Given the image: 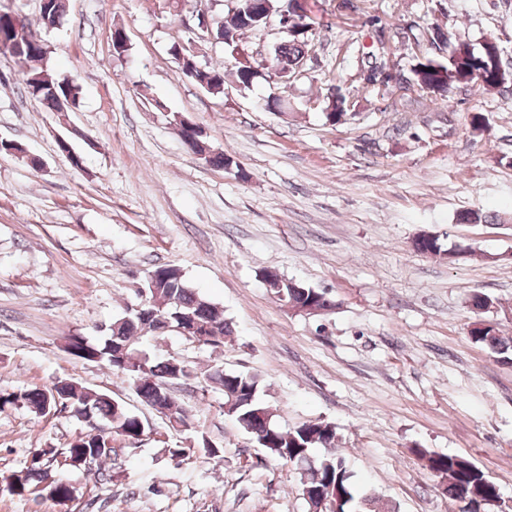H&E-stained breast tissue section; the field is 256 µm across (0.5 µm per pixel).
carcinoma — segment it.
I'll list each match as a JSON object with an SVG mask.
<instances>
[{"label": "carcinoma", "instance_id": "1", "mask_svg": "<svg viewBox=\"0 0 512 512\" xmlns=\"http://www.w3.org/2000/svg\"><path fill=\"white\" fill-rule=\"evenodd\" d=\"M283 10L290 15L300 10L302 14L297 15L304 20L299 29L274 49L277 69H293L309 47L306 33L310 16L305 14L306 5L297 0H252L248 10L219 18L214 26L222 28L224 46L234 50L242 32L266 26L269 18L280 15ZM25 27L24 23L16 24L12 14L0 13V53L12 50L28 63L30 71L23 77L28 95L48 111L56 109L61 98H69L74 106H79L80 86L69 79L58 78L44 67L47 50L42 44L26 40ZM428 39L434 48L446 54L415 60L409 73L418 91L443 101L448 90L472 81L480 82L488 93L503 94L512 90V78L502 71L503 61L492 46L483 43L477 49L462 42L450 48L447 37L438 28L430 29ZM188 58L184 68L194 70L193 82L199 88L204 90L224 84L223 71L208 66L195 70L193 62L197 57L190 54ZM235 77L240 86L248 88L260 77V72L240 63L236 66ZM328 108V121L344 120L348 111L346 97L336 93ZM414 248L423 254L443 252L436 236L415 240ZM266 277L267 288L283 306L315 304L325 311L334 307L324 291L307 288L275 272L267 273ZM144 289L141 315L125 311L113 317L112 323L93 341L81 335L68 337L70 354L82 361L103 364L130 380L145 406L159 414L164 409L172 412L183 427L188 419L187 410L166 387L177 380L176 374L186 371L193 374L204 391L210 387L221 390L224 414L262 444L271 457L286 461L298 470L300 492L311 489L306 500L309 512H395L394 507L382 499L357 493L344 459L336 453V431L331 423L312 420L293 429H281L270 407L259 398L261 380L258 375L226 371L217 363L196 368L182 360L178 361L181 365L178 369L173 366V356L159 362L151 358L142 349L141 340L145 336L164 335L159 325L162 319L175 326L179 324L180 314H192L204 329V335L196 337L195 342L213 349L224 348L234 328L224 308L189 288L182 271L175 266L154 269ZM468 334L499 361L512 364V337L500 335L493 325L480 319L471 323ZM57 396L69 403L71 416L81 422L83 428L65 448L35 449L27 465L19 470L17 480L8 486L14 495L46 497L58 502L71 500L73 486L53 476V472L61 468L93 471L98 483L108 484L117 475L115 466L119 457L117 449L110 446L113 437L121 436L135 443L150 430L146 420L128 411L110 395L74 382H57L48 389L19 388L1 392L0 404H21L38 415L46 408L53 409ZM416 454L422 466L440 479L448 499L460 504L459 512H483L487 505L498 500L496 484L468 459L440 455L424 448L417 449Z\"/></svg>", "mask_w": 512, "mask_h": 512}]
</instances>
